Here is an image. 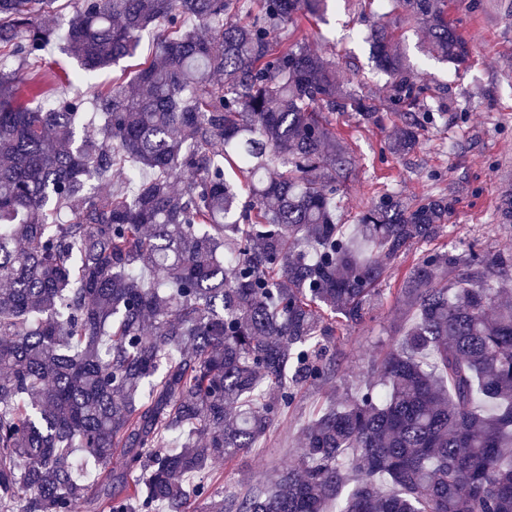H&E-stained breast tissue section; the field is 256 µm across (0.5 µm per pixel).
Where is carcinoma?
<instances>
[{
	"label": "carcinoma",
	"mask_w": 512,
	"mask_h": 512,
	"mask_svg": "<svg viewBox=\"0 0 512 512\" xmlns=\"http://www.w3.org/2000/svg\"><path fill=\"white\" fill-rule=\"evenodd\" d=\"M55 3L0 0V512H512V261L476 251L417 259L379 383L335 387L295 462L215 487L211 461L257 447L298 389L332 386L340 335L392 262L440 237L448 202L388 196L338 232L351 161L331 116L371 107L280 37L325 0H260L251 22L241 0H70L64 30ZM447 5L392 0L462 65ZM152 28L156 55L109 89L54 99L27 71L61 39L84 86ZM369 39L395 102L415 101L393 34ZM418 146L411 123L389 149ZM127 159L151 175L92 191ZM61 208L70 221L49 222ZM497 212L512 224V191Z\"/></svg>",
	"instance_id": "1"
}]
</instances>
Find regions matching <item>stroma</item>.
Returning <instances> with one entry per match:
<instances>
[{"instance_id": "stroma-1", "label": "stroma", "mask_w": 512, "mask_h": 512, "mask_svg": "<svg viewBox=\"0 0 512 512\" xmlns=\"http://www.w3.org/2000/svg\"><path fill=\"white\" fill-rule=\"evenodd\" d=\"M448 13L472 49L459 67L431 57L423 31L390 11L385 0H332L325 18L301 21L293 29V38L311 52L335 59L340 83L362 88L377 108L370 120L356 112L337 113L333 120L353 159L336 221L351 230L360 211L388 194L409 201L440 195L450 214L436 247L457 254L474 250L492 260L512 256V224L500 223L497 215L501 192L512 183V0H475L471 8L453 4ZM376 25L395 30L424 87L413 110L391 101L390 80L370 58L366 37ZM411 121L418 124L419 148L390 154L386 145L394 131ZM425 250L416 245L392 264L382 283V305L341 336L339 385L362 384L370 375L369 361L400 336L405 318L397 290ZM325 396L322 389L301 390L261 447L228 465L214 461L217 487L236 489L238 480L297 458L299 431Z\"/></svg>"}]
</instances>
